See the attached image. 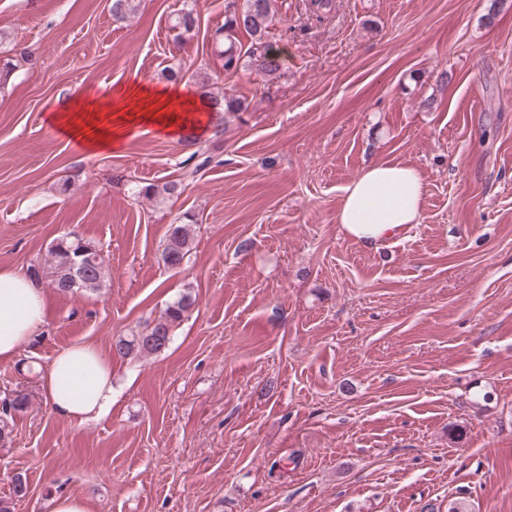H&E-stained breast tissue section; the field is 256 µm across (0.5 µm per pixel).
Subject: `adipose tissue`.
I'll return each instance as SVG.
<instances>
[{
  "mask_svg": "<svg viewBox=\"0 0 512 512\" xmlns=\"http://www.w3.org/2000/svg\"><path fill=\"white\" fill-rule=\"evenodd\" d=\"M49 121L83 150L98 152L121 146L135 125L179 137L204 132L210 116L195 95L136 83L110 110L87 98ZM423 194L424 181L414 166L374 163L344 187L336 222L346 237L376 249L421 223ZM45 322L44 285L22 271L0 268V362L14 361ZM39 386L54 413L81 423L98 419L112 406V361L90 343L68 347L41 369Z\"/></svg>",
  "mask_w": 512,
  "mask_h": 512,
  "instance_id": "obj_1",
  "label": "adipose tissue"
}]
</instances>
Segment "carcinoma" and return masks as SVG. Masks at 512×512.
Returning <instances> with one entry per match:
<instances>
[{
	"label": "carcinoma",
	"mask_w": 512,
	"mask_h": 512,
	"mask_svg": "<svg viewBox=\"0 0 512 512\" xmlns=\"http://www.w3.org/2000/svg\"><path fill=\"white\" fill-rule=\"evenodd\" d=\"M110 11L117 20H125L136 11L135 0H111ZM279 12L278 0H227L224 7V25L212 35L213 41L224 45L221 53L224 73L235 74L247 68L261 81L271 82L278 78L283 68L280 50L268 41V33ZM197 19L193 11L185 10L177 15L172 24L175 39L195 30ZM245 33L250 45L240 51L236 45L237 35ZM200 88L213 110L218 113L244 112L248 105L245 100L224 90L214 91L209 79H199ZM191 237L188 224H171L167 230L166 245L162 253L164 263L175 268L191 251ZM96 248L81 240L75 242L62 237L50 250L51 284L64 294L78 290L95 291L104 278V263L88 267V259ZM192 305L191 298L183 296L170 304L164 315L146 330L126 340L116 342L117 353L128 356L132 353L151 355L164 350L172 336L173 329L185 318ZM27 398L24 395L6 397L0 400V442L12 432V423L17 414L25 411Z\"/></svg>",
	"instance_id": "cac0c4a2"
}]
</instances>
